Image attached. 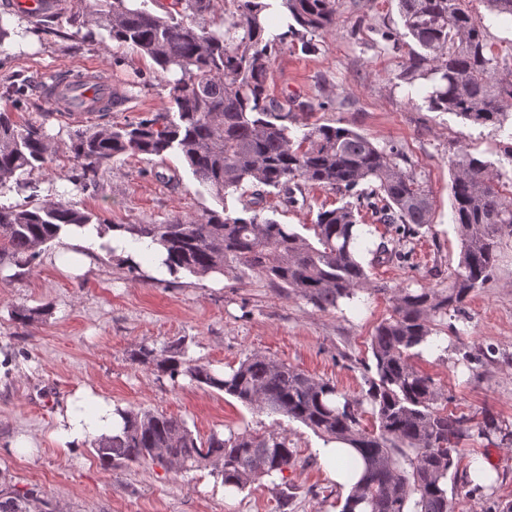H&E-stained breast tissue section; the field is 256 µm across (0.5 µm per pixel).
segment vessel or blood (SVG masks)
Listing matches in <instances>:
<instances>
[{
    "label": "vessel or blood",
    "instance_id": "obj_1",
    "mask_svg": "<svg viewBox=\"0 0 512 512\" xmlns=\"http://www.w3.org/2000/svg\"><path fill=\"white\" fill-rule=\"evenodd\" d=\"M31 18L60 11V0H13ZM112 93L111 82L102 79L91 66L81 67L76 78L67 79L47 85L44 89L46 98L57 111L70 115L96 111L101 101Z\"/></svg>",
    "mask_w": 512,
    "mask_h": 512
}]
</instances>
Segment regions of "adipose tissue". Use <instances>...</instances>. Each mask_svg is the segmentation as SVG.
<instances>
[{
  "instance_id": "obj_1",
  "label": "adipose tissue",
  "mask_w": 512,
  "mask_h": 512,
  "mask_svg": "<svg viewBox=\"0 0 512 512\" xmlns=\"http://www.w3.org/2000/svg\"><path fill=\"white\" fill-rule=\"evenodd\" d=\"M60 240L84 249L97 250L108 246L125 260L127 265L148 269L154 274L167 273L164 264L165 252L154 246L150 250L131 247L129 236L122 230H100L97 225L90 224L83 228L66 227L59 235ZM85 404L93 411L91 419L72 418L68 428L61 436L62 441L78 446L87 441L89 436L107 432L118 426L120 418L115 414L113 406L94 396H87Z\"/></svg>"
}]
</instances>
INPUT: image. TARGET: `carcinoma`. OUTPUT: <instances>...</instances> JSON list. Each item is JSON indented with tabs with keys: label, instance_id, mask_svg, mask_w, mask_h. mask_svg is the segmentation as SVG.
<instances>
[{
	"label": "carcinoma",
	"instance_id": "1",
	"mask_svg": "<svg viewBox=\"0 0 512 512\" xmlns=\"http://www.w3.org/2000/svg\"><path fill=\"white\" fill-rule=\"evenodd\" d=\"M135 2L94 0L91 22L157 66L175 112L77 133L69 146L75 166L64 178L79 190L118 155L175 153L222 210L205 209L169 224L110 225L135 242L162 247L170 273L238 281L257 274L278 295L303 298L323 312L359 292L388 293L372 288L361 248L371 230L363 227L362 212L387 231L371 251L372 262L405 259L400 243L433 221L426 181L396 147L381 148L347 127L300 124L292 107L306 103L281 101L268 90L275 54L288 37L310 48L307 35L336 28L342 0H281L293 23L278 34L269 27L268 0H227L224 16L211 27L197 18L211 12L214 0H171L159 4L161 14ZM399 10L405 36L418 46L402 61L400 78L411 85L428 81L423 100L429 110L503 130L512 118V67L468 0H399ZM51 158L41 128L0 110V188L46 169ZM451 171L458 269L446 288L392 292L390 314L370 336L368 389L361 395L257 353L227 370L190 357L183 342L159 351L142 347L132 359L173 381L184 377L251 409L299 422L326 446L353 448L363 473L340 512H455L447 480L471 426L445 409L444 390L411 359L431 343L437 319L460 311L492 277L512 240V191L504 193L500 169L468 152L452 159ZM247 186L253 201L239 212L231 197ZM308 187L335 191L348 201L320 210L301 231L262 216L266 195L274 192L293 207ZM94 219L63 198L0 205V268L31 266L62 228ZM367 412L374 419L370 429L362 425ZM115 413L122 427L90 442L106 467L149 463L169 471L208 464L224 486L242 492L296 461L283 434L214 431L200 442L181 418L118 406ZM34 495L33 489L0 491V512H27Z\"/></svg>",
	"mask_w": 512,
	"mask_h": 512
}]
</instances>
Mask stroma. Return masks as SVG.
Segmentation results:
<instances>
[{"label":"stroma","instance_id":"35a3bbf8","mask_svg":"<svg viewBox=\"0 0 512 512\" xmlns=\"http://www.w3.org/2000/svg\"><path fill=\"white\" fill-rule=\"evenodd\" d=\"M70 0L49 26L9 16L13 31L0 46V109L16 108V120L43 127L53 148L48 169L34 172L40 199L68 193L70 200L109 224H166L200 214L216 203L178 156L120 155L98 169L94 188L70 190L59 177L72 167L75 130L100 122L123 124L170 111L168 93L152 61L121 48L95 25H73L85 12ZM398 0H373L364 16L343 11L333 32L313 36L312 50L289 40L277 52L270 92L313 103L312 118L353 129L374 143L397 147L425 178L435 213L430 232L407 242L405 265H377L375 293L358 294L340 309L322 312L299 297L284 298L264 279L225 281L187 273L153 278L108 252L88 255L82 275L65 273L51 244L24 274L0 278V489L38 488L28 512H279L271 483L225 495L211 468L165 471L132 464L104 468L90 447L62 448L58 417L81 389L113 405L182 418L198 439L211 432L283 433L296 452L284 473L288 512H339L344 486L329 476L323 446L311 430L287 418L250 409L223 392L185 380L171 381L133 361L141 346L163 348L185 340L190 357L217 369L238 365L253 353L332 381L350 394L365 386L374 326L387 316L384 289L445 287L456 269L460 242L452 221L450 161L460 151L486 161L502 159L512 140L492 128H476L447 112L430 111L400 80V65L415 44L402 36ZM82 65L95 66L128 98L107 115L62 117L38 84ZM31 81L27 98L14 101L8 86ZM326 108H319V101ZM306 203L288 207L273 194L264 201L283 224L314 223L319 210L341 203L336 193L313 187ZM46 307L28 322L21 308ZM434 345L422 348L415 366L447 393V409L469 417L487 410L500 432L467 441L448 496L455 512H500L512 500V244L484 288L460 312L440 320Z\"/></svg>","mask_w":512,"mask_h":512}]
</instances>
